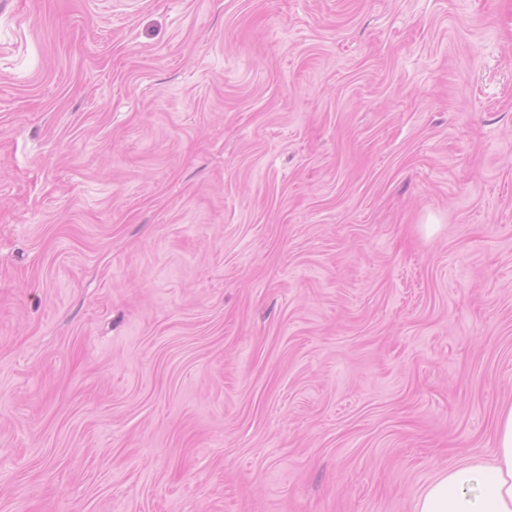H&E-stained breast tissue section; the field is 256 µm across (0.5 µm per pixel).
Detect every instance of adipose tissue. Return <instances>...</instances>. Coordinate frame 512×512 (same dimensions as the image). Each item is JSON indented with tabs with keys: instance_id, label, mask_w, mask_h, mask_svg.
<instances>
[{
	"instance_id": "obj_1",
	"label": "adipose tissue",
	"mask_w": 512,
	"mask_h": 512,
	"mask_svg": "<svg viewBox=\"0 0 512 512\" xmlns=\"http://www.w3.org/2000/svg\"><path fill=\"white\" fill-rule=\"evenodd\" d=\"M416 512H512V405L498 415L492 461L444 473L427 487Z\"/></svg>"
}]
</instances>
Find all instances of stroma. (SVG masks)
<instances>
[{"label":"stroma","instance_id":"35a3bbf8","mask_svg":"<svg viewBox=\"0 0 512 512\" xmlns=\"http://www.w3.org/2000/svg\"><path fill=\"white\" fill-rule=\"evenodd\" d=\"M512 404V0H0V512H415Z\"/></svg>","mask_w":512,"mask_h":512}]
</instances>
